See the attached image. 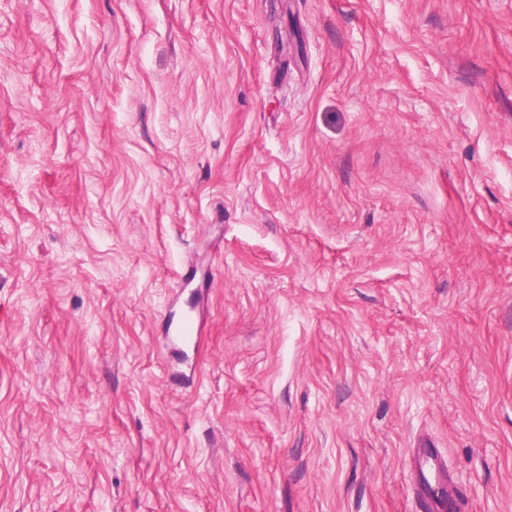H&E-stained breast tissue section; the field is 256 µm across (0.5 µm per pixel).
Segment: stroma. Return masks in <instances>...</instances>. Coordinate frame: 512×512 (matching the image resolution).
Wrapping results in <instances>:
<instances>
[{
	"label": "stroma",
	"mask_w": 512,
	"mask_h": 512,
	"mask_svg": "<svg viewBox=\"0 0 512 512\" xmlns=\"http://www.w3.org/2000/svg\"><path fill=\"white\" fill-rule=\"evenodd\" d=\"M423 474L512 512V0H0V512Z\"/></svg>",
	"instance_id": "stroma-1"
}]
</instances>
